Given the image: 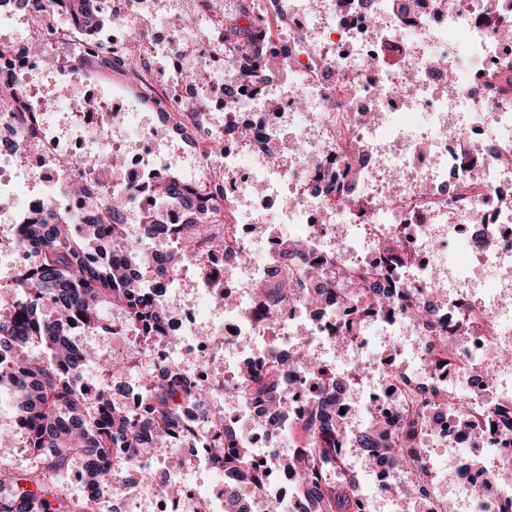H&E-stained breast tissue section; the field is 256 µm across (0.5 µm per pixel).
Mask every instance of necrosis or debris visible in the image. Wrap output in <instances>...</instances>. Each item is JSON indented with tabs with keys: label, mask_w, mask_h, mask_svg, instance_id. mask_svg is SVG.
I'll use <instances>...</instances> for the list:
<instances>
[{
	"label": "necrosis or debris",
	"mask_w": 512,
	"mask_h": 512,
	"mask_svg": "<svg viewBox=\"0 0 512 512\" xmlns=\"http://www.w3.org/2000/svg\"><path fill=\"white\" fill-rule=\"evenodd\" d=\"M103 20L94 46L81 33L51 22L37 0H0V95L13 94L40 69L66 77L93 64L123 76L115 60L132 52L144 62V79H128L131 100L155 104L158 120H140L129 104L86 96L81 107L56 104L70 124L50 127L45 111L28 100L0 108V197L16 200L15 172L39 180L43 193L23 208L0 209V223L29 221L57 197L95 218L97 210L67 194L73 180L63 156H90L101 144L93 176L97 189L124 185L136 202L133 215L161 210L184 227L178 203L154 196L161 176L157 157L166 140L192 159L186 183L204 193L223 185L224 248L207 254L205 280L182 264L164 281L162 302L189 334L150 349L155 364L174 365L216 390L217 423L249 417L248 442L266 460L275 482L244 486L246 506L271 499L278 512H301L292 477L281 457L286 427L309 417L306 371L288 376L287 414L270 420L263 405L241 397L232 383L265 373L269 334L253 311L259 284L282 264L329 259L337 269L380 265L382 242L404 241L409 258L391 279L392 304L374 309L357 334L343 332L352 310L344 292L311 316L309 282L288 308L270 311L282 350L304 345L311 357L345 377V410L363 418L387 417L391 431L416 421L410 448L417 469L394 473L383 456L363 458L369 475L360 496L366 512L378 502L422 512H507L512 507V0H253L256 15L271 22L262 39L276 61L260 86L249 87L246 59L223 45L224 17L233 0L206 10L197 0H92ZM190 25L171 26V18ZM195 79L184 82L185 72ZM224 140L222 155L208 140ZM367 156L358 175L362 197L350 207L328 181L345 162ZM120 157L121 177L104 160ZM172 157L171 165L180 158ZM469 201L450 202L447 185ZM302 229L300 251L282 236H263L269 221ZM224 285L223 308L208 301L213 279ZM430 305L428 322L411 308ZM387 344L380 375L369 358ZM223 372H216V363ZM277 447V456L268 448ZM491 454L494 474L464 464ZM164 471L169 492L154 495L152 512H223L224 481L207 489L187 483L162 454L142 461Z\"/></svg>",
	"instance_id": "4bbe7bcc"
}]
</instances>
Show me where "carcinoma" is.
<instances>
[{"label": "carcinoma", "instance_id": "obj_1", "mask_svg": "<svg viewBox=\"0 0 512 512\" xmlns=\"http://www.w3.org/2000/svg\"><path fill=\"white\" fill-rule=\"evenodd\" d=\"M43 8L64 18L68 26L78 25L84 36L93 35L91 0H43ZM261 21L253 14L251 0H239L236 14L224 23V45H237L252 57L247 80L254 85L265 80L262 54L257 46ZM338 194L356 202L346 174L332 177ZM224 197L220 188L212 195L190 193L182 196L186 206L207 210L220 207ZM133 203L132 194L115 191L99 198L100 222L79 224V215L57 216L47 206L51 220H35L17 228L15 243L30 249L33 264L0 287V371L9 365L8 394L25 423V447L38 459L28 476H15L0 465V512H97L96 498L85 495L75 502L52 487L73 469L76 457L84 458L83 483L113 490L112 477L137 462L155 448L186 444L210 448L211 460L231 479L224 482V512H246L239 500L242 485L255 479L253 450L233 427L200 437L199 430L184 418L183 411L194 404L201 418L211 417L213 389L191 376L172 371L165 376L151 374L135 384L145 397L140 413L133 417L121 398L130 386L113 381L98 386L89 395L83 372L92 361L104 371L112 369V358L95 359L94 352L66 340L75 328L96 332H115L112 312L120 311L125 322L135 327L142 342L172 340L176 328L159 299L158 288L169 272L182 261L179 251L161 255L153 250L152 240L161 235L179 236L180 230L143 215L145 236L134 244L118 232L124 213ZM110 237L118 253L109 259L101 249V239ZM195 260L204 267V254L224 249V237L205 232L194 239ZM407 259L401 244L386 246V267H399ZM328 262L312 260L299 276L320 281ZM148 268L153 281L146 282L137 272ZM285 270L274 283L260 288L263 308L288 303L298 280ZM339 285L360 295L379 287L371 272H343ZM276 362L265 375L240 383V394L265 404L272 414L284 412L282 383L295 361L306 360L302 350L288 357L272 354ZM321 375L320 386L312 395L310 419L302 425L305 446L288 456L285 465L298 475L302 484L298 495L302 512H361L358 500L345 477L336 476L339 453L349 434L336 421L332 392L336 376L314 367ZM414 434V425L382 443L372 431L359 436L367 449L384 451L396 471L415 464V457L404 450V442ZM27 486H22V483Z\"/></svg>", "mask_w": 512, "mask_h": 512}]
</instances>
